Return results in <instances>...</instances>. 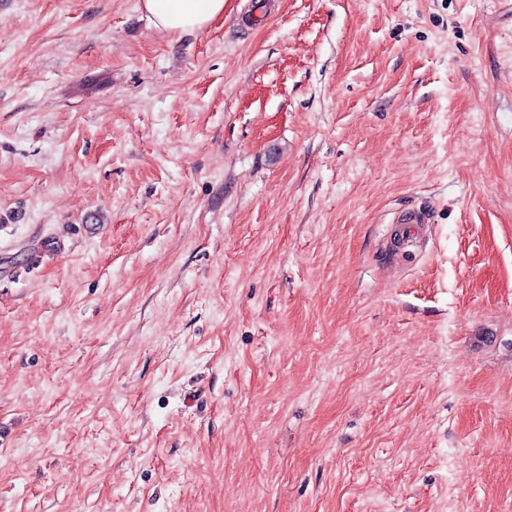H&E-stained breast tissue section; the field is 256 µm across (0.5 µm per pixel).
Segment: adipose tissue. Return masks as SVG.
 Masks as SVG:
<instances>
[{"mask_svg": "<svg viewBox=\"0 0 512 512\" xmlns=\"http://www.w3.org/2000/svg\"><path fill=\"white\" fill-rule=\"evenodd\" d=\"M153 26L180 34L207 27L224 14V0H141Z\"/></svg>", "mask_w": 512, "mask_h": 512, "instance_id": "ef3b65f1", "label": "adipose tissue"}]
</instances>
